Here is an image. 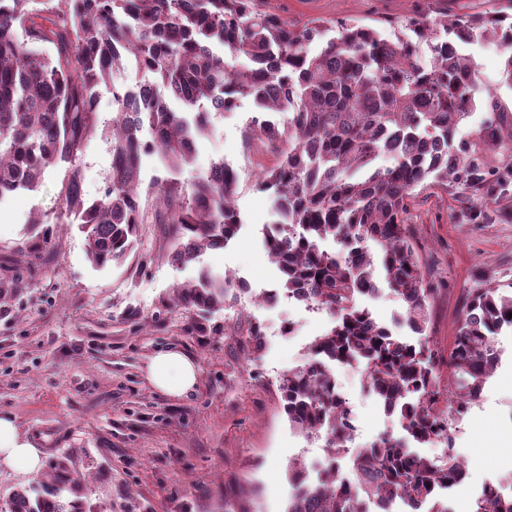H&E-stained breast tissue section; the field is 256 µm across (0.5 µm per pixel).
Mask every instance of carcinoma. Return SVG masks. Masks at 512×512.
<instances>
[{
    "mask_svg": "<svg viewBox=\"0 0 512 512\" xmlns=\"http://www.w3.org/2000/svg\"><path fill=\"white\" fill-rule=\"evenodd\" d=\"M390 25L389 38L355 20L313 18L298 26L267 0H0V198L36 188L50 167L62 169L57 204L81 224L97 269L122 260L146 223L143 156L156 151L176 171L192 162L208 111L232 109L244 97L255 103L245 141L276 156L257 186L272 192L282 224L266 238L281 290L302 293L338 318L311 343L313 359L278 382L291 425L309 437L325 432L329 457L313 475L289 463L285 512H364L374 499L448 512L437 492L466 476L451 429L498 363L497 334L512 328V291L472 292L448 352L445 393L428 342L393 335L357 305L376 285L378 254L387 284L406 304L409 328L427 330L432 288L405 228L416 188L450 191L486 212L512 199V99L481 87L475 58L458 49L496 44L505 54L501 83L512 89V20L426 14ZM330 30L335 36L311 52ZM217 44L250 66L229 67ZM126 60L154 81L135 91L113 84ZM108 83L115 112L104 126L95 102ZM167 96L186 111L170 109ZM478 107L484 121L458 136ZM274 112L288 113V125L265 118ZM99 133L110 140L112 170L100 198L88 202L81 153ZM489 150L501 157L498 165L485 161ZM384 155L391 164L377 165ZM236 184L219 162L177 206L174 182L151 187L159 223L174 228L172 262L197 263L238 234ZM330 239L339 251L325 248ZM239 287L229 275L202 269L175 287L174 304L209 313L237 298ZM336 362L364 363L370 389L398 413L406 438L443 443L448 453L430 458L384 438L361 449L343 474L354 428L336 389ZM83 484L74 453L64 452L48 472L0 499L4 512H95ZM248 496L239 487L235 499H224V512H250ZM473 512H512V496L488 483Z\"/></svg>",
    "mask_w": 512,
    "mask_h": 512,
    "instance_id": "carcinoma-1",
    "label": "carcinoma"
}]
</instances>
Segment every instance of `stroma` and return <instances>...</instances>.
Listing matches in <instances>:
<instances>
[{
	"label": "stroma",
	"mask_w": 512,
	"mask_h": 512,
	"mask_svg": "<svg viewBox=\"0 0 512 512\" xmlns=\"http://www.w3.org/2000/svg\"><path fill=\"white\" fill-rule=\"evenodd\" d=\"M293 21L356 19L387 31V22L420 10L452 16L504 11L505 0H271ZM255 114L252 99L210 118L196 141L193 162L168 173L159 155L145 158L142 189L174 179L189 190L197 177L224 162L238 177L234 203L243 224L235 240L209 250L203 265L230 275L245 290L224 309L203 315L174 306L175 287L196 276L169 258L173 227L141 225L131 252L104 269L86 256L85 236L57 205L63 173L49 169L41 184L0 201V415L13 417L51 465L75 450L84 493L98 512H224V489L252 485L253 512H284L290 460H323V443L294 431L282 409L278 379L311 359L310 344L335 324L325 310L261 297L276 288L279 271L264 240L278 227L270 194L255 183L274 158L246 147ZM83 195L99 197L112 165L105 139L85 148ZM460 202L440 190L413 201L407 234L425 279L434 289L429 346L447 356L468 295L493 285L512 286V218L460 215ZM40 217L31 225L32 217ZM361 306L394 334L418 342L404 320L405 306L389 286ZM292 320V334L280 331ZM268 327L260 345L251 324ZM178 348L198 365L196 387L177 397L154 389L146 365L160 351ZM500 361L477 404L452 434L467 476L448 494L451 512L512 473V329L498 335ZM349 402L356 430L351 447L367 448L404 432L384 414L366 374L333 369ZM105 468L108 482L95 477Z\"/></svg>",
	"instance_id": "35a3bbf8"
}]
</instances>
